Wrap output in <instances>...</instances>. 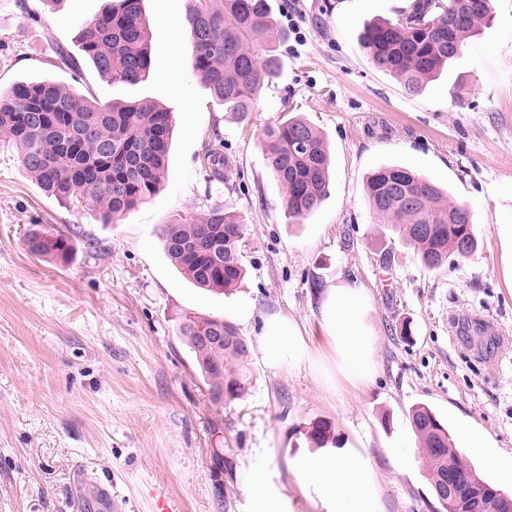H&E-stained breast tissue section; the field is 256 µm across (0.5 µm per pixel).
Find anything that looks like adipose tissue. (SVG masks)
<instances>
[{"mask_svg": "<svg viewBox=\"0 0 512 512\" xmlns=\"http://www.w3.org/2000/svg\"><path fill=\"white\" fill-rule=\"evenodd\" d=\"M367 309L364 286L347 281L328 289L319 305L321 327L332 344L337 369L358 390L373 382L378 369L377 337L366 320ZM259 342L269 367L294 369L314 363L304 336L285 316L267 317ZM294 470L302 484L318 490L330 512H374V472L362 456L318 455L296 462Z\"/></svg>", "mask_w": 512, "mask_h": 512, "instance_id": "obj_1", "label": "adipose tissue"}]
</instances>
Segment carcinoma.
<instances>
[{"instance_id": "obj_1", "label": "carcinoma", "mask_w": 512, "mask_h": 512, "mask_svg": "<svg viewBox=\"0 0 512 512\" xmlns=\"http://www.w3.org/2000/svg\"><path fill=\"white\" fill-rule=\"evenodd\" d=\"M141 0L112 4L80 32V50L99 76L114 84H133L150 68L149 32ZM494 0H413L396 21L367 25L360 46L373 66L416 94L463 53L467 40L492 17ZM183 25L192 44L197 76L241 120L278 67L273 36L277 22L268 0H195ZM171 113L152 102L100 103L46 78L19 82L0 92V136L19 151L28 175L60 202L95 208L109 224L153 198L165 175ZM262 147L267 168L282 190L288 216L301 219L324 200L330 157L323 134L288 110L265 127ZM366 199L379 224L398 233L430 268L477 249L472 216L458 224L464 205L426 177L398 165L383 164L366 180ZM172 264L190 282L207 290L229 289L245 274L239 216L213 208L198 218H178L158 228ZM31 253L56 262L69 260L73 245L62 234L40 228L26 234ZM224 328L226 341L214 346L199 339L195 316L178 321L179 337L195 355L198 368L218 400L240 399L249 385L246 339L231 321L210 317ZM410 420L421 443L430 483L463 481L474 470L453 451L448 428L426 406ZM316 447L336 444L335 426L323 419L309 429Z\"/></svg>"}]
</instances>
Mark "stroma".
I'll return each mask as SVG.
<instances>
[{"label":"stroma","mask_w":512,"mask_h":512,"mask_svg":"<svg viewBox=\"0 0 512 512\" xmlns=\"http://www.w3.org/2000/svg\"><path fill=\"white\" fill-rule=\"evenodd\" d=\"M111 0H0V89L53 78L103 103L149 100L173 116L159 194L111 224L91 207L47 196L0 139V512H94L76 478L107 490L112 512H251L260 475L288 512H327L292 463L312 455V422L331 421L341 453L359 451L376 475L375 512H442L410 424L425 405L457 450L463 430L512 453V0L462 56L415 95L375 69L363 28L396 19L410 0H270L280 70L248 120L227 112L191 66L181 22L194 0H142L151 63L135 84L56 67L78 52L82 26ZM314 124L331 154L329 191L289 219L260 140L283 105ZM224 155V178L207 156ZM382 164L430 178L471 212L475 252L439 268L376 224L365 185ZM214 207L245 226L246 275L233 290L189 282L156 234ZM40 225L74 242L68 263L32 255ZM370 297L379 372L363 391L336 371L319 297L338 280ZM251 385L215 400L176 332L180 315L238 319ZM273 314L307 339L319 370L266 365L258 335ZM492 326L462 334L471 318ZM410 450L396 466L390 448Z\"/></svg>","instance_id":"35a3bbf8"}]
</instances>
